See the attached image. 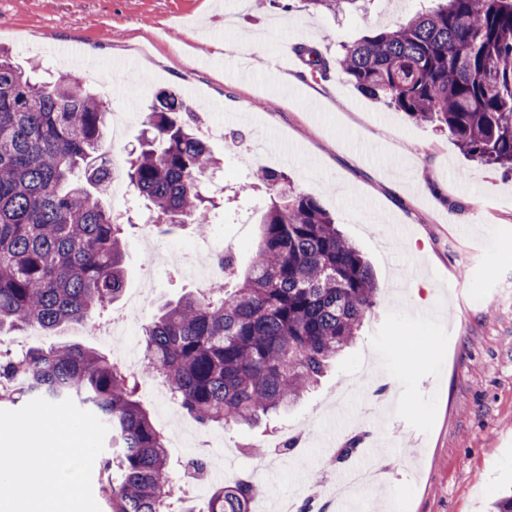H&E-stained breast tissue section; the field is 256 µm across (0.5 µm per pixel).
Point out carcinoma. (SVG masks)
Segmentation results:
<instances>
[{
    "label": "carcinoma",
    "instance_id": "cac0c4a2",
    "mask_svg": "<svg viewBox=\"0 0 512 512\" xmlns=\"http://www.w3.org/2000/svg\"><path fill=\"white\" fill-rule=\"evenodd\" d=\"M338 13L358 0H301ZM405 23L342 45L336 67L358 92L448 132L460 151L512 172V0H435ZM311 77L330 64L298 44ZM152 136L126 175L156 221L213 223L202 177L216 164L203 117L162 90ZM108 112L72 74L27 72L0 50V332L51 333L106 310L125 286L124 227L100 202L110 185ZM268 198L249 265L224 257L233 287L189 294L144 328L145 373L201 426L252 425L293 408L359 336L379 286L336 218L288 175L264 170ZM71 398L112 432L101 475L110 512H175L174 470L136 386L96 349L0 352V401ZM258 487L216 489L209 512H249Z\"/></svg>",
    "mask_w": 512,
    "mask_h": 512
}]
</instances>
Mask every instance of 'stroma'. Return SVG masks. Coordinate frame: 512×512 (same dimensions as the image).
Returning a JSON list of instances; mask_svg holds the SVG:
<instances>
[{"label":"stroma","instance_id":"1","mask_svg":"<svg viewBox=\"0 0 512 512\" xmlns=\"http://www.w3.org/2000/svg\"><path fill=\"white\" fill-rule=\"evenodd\" d=\"M423 5L368 0L334 17L305 10L301 0H266L260 8L253 0H0V47L16 65L65 73L68 65L49 45L86 54L77 73L123 120L126 152L149 133L147 115L164 89L223 125V140L212 144L219 164L202 187L216 205L224 248L240 266L251 260L266 196L239 186L274 169L335 215L376 274L382 291L355 344L288 415L254 428H200L179 412L202 438L218 436L210 458L285 428L315 433L290 468L253 470L248 452L224 458L210 489L226 484L230 470L252 477L264 507L301 497L332 479L324 435L360 422L382 442L373 457L418 465L416 476L400 474L390 485L399 512H490L512 489V175L468 158L433 126L362 96L340 73L312 79L291 51L306 44L335 59L342 44L393 28ZM255 32L263 35L261 50L243 57L238 44ZM313 90L325 91L329 106L313 105ZM104 203L130 220L126 294L154 285L135 314L138 345L159 308L195 286L180 265L142 243L143 200L128 190L106 194ZM411 240L416 249H407ZM0 338L14 355L72 342L111 351L75 324L26 337L19 347L11 334ZM412 350L420 361L400 368ZM365 374L398 393L394 416L372 406Z\"/></svg>","mask_w":512,"mask_h":512}]
</instances>
